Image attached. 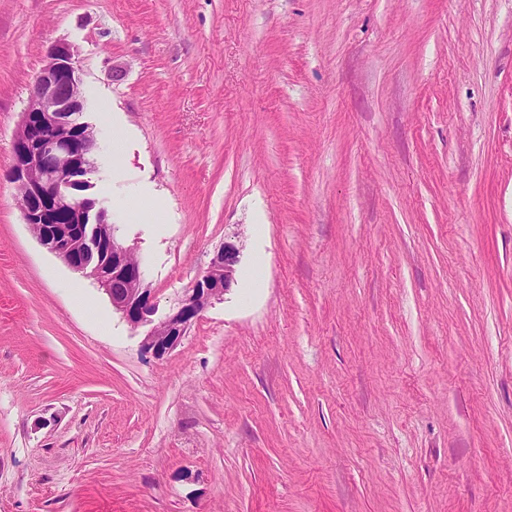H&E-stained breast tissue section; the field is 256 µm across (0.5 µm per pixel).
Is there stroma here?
Returning <instances> with one entry per match:
<instances>
[{
  "instance_id": "35a3bbf8",
  "label": "stroma",
  "mask_w": 512,
  "mask_h": 512,
  "mask_svg": "<svg viewBox=\"0 0 512 512\" xmlns=\"http://www.w3.org/2000/svg\"><path fill=\"white\" fill-rule=\"evenodd\" d=\"M57 42L160 309L242 245L160 359L6 176ZM0 512H512V0H0Z\"/></svg>"
}]
</instances>
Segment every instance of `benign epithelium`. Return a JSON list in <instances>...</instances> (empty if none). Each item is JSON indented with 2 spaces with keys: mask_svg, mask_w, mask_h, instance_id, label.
<instances>
[{
  "mask_svg": "<svg viewBox=\"0 0 512 512\" xmlns=\"http://www.w3.org/2000/svg\"><path fill=\"white\" fill-rule=\"evenodd\" d=\"M46 57L21 113L7 174L23 200V223L48 251L94 280L131 328L144 329L143 352L162 358L234 285L239 245L224 240L205 273L156 317L155 295L134 248L117 237L108 211L81 190L96 171L97 138L83 121L84 95L73 52L57 43Z\"/></svg>",
  "mask_w": 512,
  "mask_h": 512,
  "instance_id": "7a95c632",
  "label": "benign epithelium"
}]
</instances>
